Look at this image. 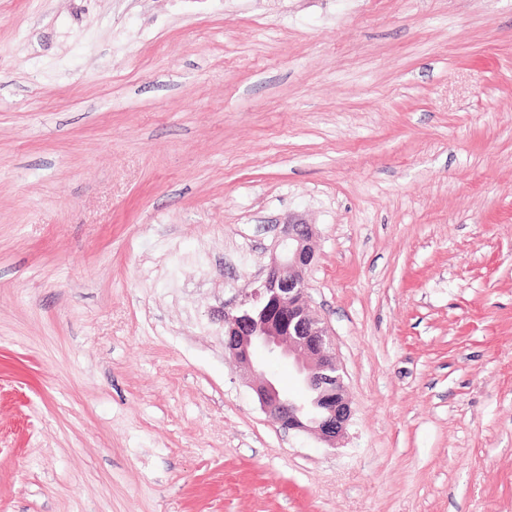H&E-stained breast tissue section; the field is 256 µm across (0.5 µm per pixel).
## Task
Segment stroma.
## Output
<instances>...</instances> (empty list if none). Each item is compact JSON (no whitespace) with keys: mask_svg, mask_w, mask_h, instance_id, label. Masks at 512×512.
Returning a JSON list of instances; mask_svg holds the SVG:
<instances>
[{"mask_svg":"<svg viewBox=\"0 0 512 512\" xmlns=\"http://www.w3.org/2000/svg\"><path fill=\"white\" fill-rule=\"evenodd\" d=\"M295 220L331 444L224 350ZM0 512H512V0H0Z\"/></svg>","mask_w":512,"mask_h":512,"instance_id":"35a3bbf8","label":"stroma"}]
</instances>
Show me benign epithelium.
<instances>
[{"label": "benign epithelium", "mask_w": 512, "mask_h": 512, "mask_svg": "<svg viewBox=\"0 0 512 512\" xmlns=\"http://www.w3.org/2000/svg\"><path fill=\"white\" fill-rule=\"evenodd\" d=\"M312 237L309 224L282 225L265 276L235 309L224 311V348L255 374L253 391L260 408L283 430L313 433L331 443L345 432L352 409L332 333L309 304L306 273L315 260ZM257 349L293 364L301 396L282 392L254 363Z\"/></svg>", "instance_id": "1"}]
</instances>
